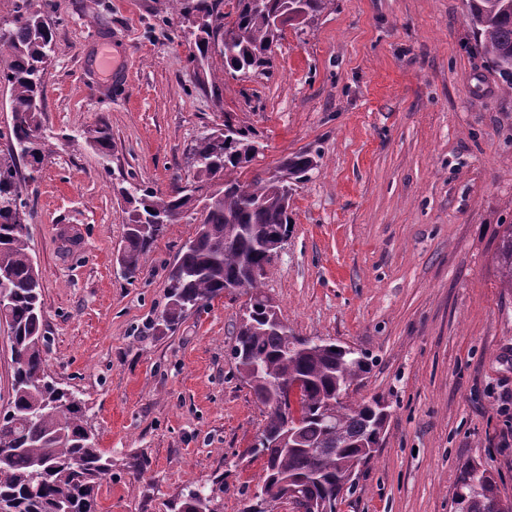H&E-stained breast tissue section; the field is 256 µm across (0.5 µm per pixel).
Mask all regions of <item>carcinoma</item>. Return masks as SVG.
Wrapping results in <instances>:
<instances>
[{
	"label": "carcinoma",
	"instance_id": "carcinoma-1",
	"mask_svg": "<svg viewBox=\"0 0 512 512\" xmlns=\"http://www.w3.org/2000/svg\"><path fill=\"white\" fill-rule=\"evenodd\" d=\"M329 0H238L232 26L225 27L223 0H162L165 10L188 23L194 36L190 61L210 74L215 52L232 73L247 75L270 64L272 47L285 25L296 21L295 9L313 20ZM40 0H19L8 33L0 35V84L10 90L11 122L0 139L8 143L0 157V318L11 330L12 396L0 413V512H98L101 481L112 458L98 448L86 427L84 404L59 386L44 368L42 281L22 223L23 200L17 161L40 164L52 153L42 132L45 65L53 37L39 8ZM474 37L484 56L512 90V0H464ZM227 44L219 43L225 32ZM87 141L107 154L111 138L96 126ZM260 152L252 133L224 123L198 139L193 171L177 175L165 195L139 188L116 262L134 280L146 255L168 224L199 215L195 237L172 263L167 302L152 329L171 331L191 310L242 282L248 301L241 316L231 358L241 379L267 409L264 428L254 444L265 459V479L242 512H274L293 490L313 505V512L334 507L354 489L358 467L380 445L387 422L380 401L352 403L350 391L370 370L365 353L319 338L295 336L280 321L277 305L259 284L275 255L273 243L288 240L289 200L293 186L305 181L314 163L298 152L266 176L242 182L232 174L247 168ZM496 253L502 285L512 288V224L501 225ZM291 405L301 416L295 435L285 438ZM334 414H328V411ZM192 483L175 504L177 512H214L213 497L191 496ZM458 512H512L501 499L492 475L469 464L460 473L455 494Z\"/></svg>",
	"mask_w": 512,
	"mask_h": 512
}]
</instances>
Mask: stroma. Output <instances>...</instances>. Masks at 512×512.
Returning <instances> with one entry per match:
<instances>
[{
	"label": "stroma",
	"instance_id": "1",
	"mask_svg": "<svg viewBox=\"0 0 512 512\" xmlns=\"http://www.w3.org/2000/svg\"><path fill=\"white\" fill-rule=\"evenodd\" d=\"M55 51L44 75L52 153L20 165L23 221L43 281L45 370L84 404L111 456L101 512H173L207 482L241 512L264 477L266 414L230 356L244 293L175 331L149 330L171 263L198 229L167 225L137 279L114 269L131 205L191 172L198 137L231 120L263 145L241 180L309 151L291 233L261 280L299 336L366 352L356 399L390 417L339 512H457L466 464L512 501V290L495 269L512 224V91L487 62L463 0H330L287 26L270 68L219 86L189 61L159 0H40ZM117 48L127 82L86 66ZM106 125L112 152L81 138Z\"/></svg>",
	"mask_w": 512,
	"mask_h": 512
}]
</instances>
